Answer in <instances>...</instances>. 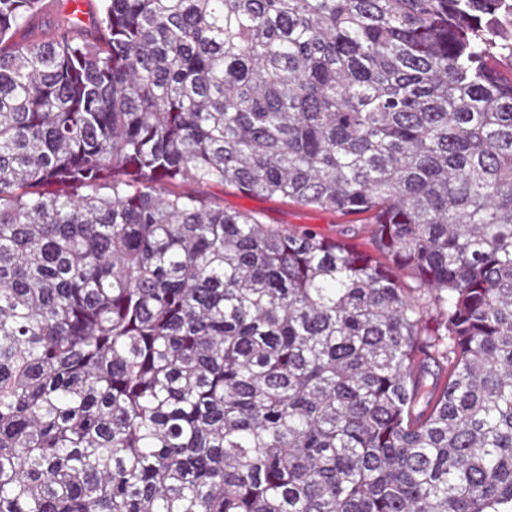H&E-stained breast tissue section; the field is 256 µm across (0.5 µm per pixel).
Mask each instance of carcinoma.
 <instances>
[{"instance_id": "1", "label": "carcinoma", "mask_w": 512, "mask_h": 512, "mask_svg": "<svg viewBox=\"0 0 512 512\" xmlns=\"http://www.w3.org/2000/svg\"><path fill=\"white\" fill-rule=\"evenodd\" d=\"M62 2L0 0V512H512V0ZM44 6L41 15L32 31L34 38H39L45 32L52 30L56 24L60 11L61 0H43ZM182 190L199 193L224 204V209L249 211L260 215L263 224L292 230L313 229L329 237H341L361 251L373 252L368 234L361 222L349 224L352 218L340 217L330 211L288 203L280 199L244 195L221 185L188 184Z\"/></svg>"}]
</instances>
